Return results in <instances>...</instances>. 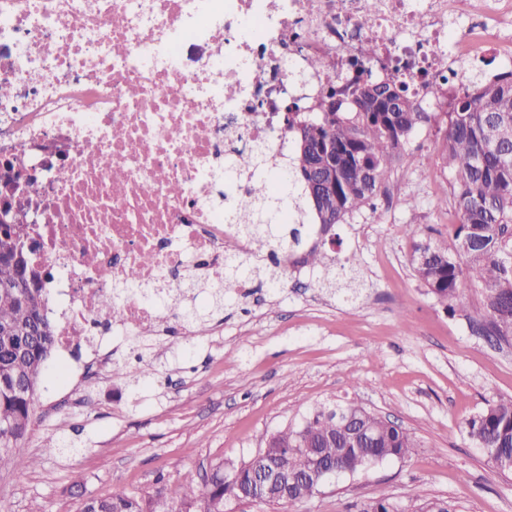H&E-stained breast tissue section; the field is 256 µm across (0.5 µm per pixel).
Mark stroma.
Returning <instances> with one entry per match:
<instances>
[{"instance_id": "1", "label": "stroma", "mask_w": 512, "mask_h": 512, "mask_svg": "<svg viewBox=\"0 0 512 512\" xmlns=\"http://www.w3.org/2000/svg\"><path fill=\"white\" fill-rule=\"evenodd\" d=\"M441 117L419 128L381 182L387 199L337 225L336 278L357 255L355 289H337L299 266L272 290L254 278L209 316L223 336L157 337L137 354L139 385L113 378L69 384L52 355L39 384L21 455L35 468L0 473V512H82L86 495H155L196 480L212 464H238L269 434L302 422L320 403L354 401L405 428L418 446L354 475L327 481L310 500L279 505L227 501L224 512H361L388 495L403 512L448 502L452 512H512V475L497 472L464 423L487 403L512 398V347H496L445 309L412 275L415 241L451 237L448 175L436 151ZM418 205L408 209L407 198ZM412 226L406 234L404 226ZM71 449L55 451L59 441Z\"/></svg>"}]
</instances>
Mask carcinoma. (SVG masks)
I'll return each mask as SVG.
<instances>
[{"label": "carcinoma", "mask_w": 512, "mask_h": 512, "mask_svg": "<svg viewBox=\"0 0 512 512\" xmlns=\"http://www.w3.org/2000/svg\"><path fill=\"white\" fill-rule=\"evenodd\" d=\"M431 113L413 99L406 85L365 80L351 99L331 91L322 96L314 114L290 112L286 120L294 153L274 192L265 178L266 153L256 148L247 165L254 171L251 198L230 206L243 236L255 241V251L232 258L224 268L220 297L237 280L261 272L263 253L283 255L329 278L336 258L326 250L338 224H348L367 207H375L379 185L404 143ZM437 150L448 170L450 196L456 206L452 242L425 241L415 245L411 259L416 280L441 304L456 301L465 281L481 284L480 316L466 318L497 346H512V73L495 74L452 99L446 127L439 130ZM290 207L295 222L281 216ZM19 239L0 235V471L31 469L33 457L17 455L16 447L32 423V406L46 364L55 347V327L48 316L45 289L12 288L20 270L7 257L15 255ZM138 269L125 276V288L138 282ZM123 288V289H125ZM119 288L101 308L119 311ZM183 323L199 333L205 313L197 305L180 308ZM115 378L137 384L145 378L139 367L117 363ZM466 432L488 460L512 459V398L488 404L466 422ZM416 447L414 437L389 419L354 402L313 407L303 422L276 432L262 457L253 456L224 468L219 462L210 475L193 485L165 487L147 501L123 491L89 496L84 512H224V501L248 500L260 472L276 466L284 484L266 488L264 504L303 501L319 492L310 473L321 460L355 473L366 465L401 459ZM361 512H401L389 497L370 502Z\"/></svg>", "instance_id": "obj_1"}]
</instances>
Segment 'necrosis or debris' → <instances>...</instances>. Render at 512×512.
Masks as SVG:
<instances>
[{
	"mask_svg": "<svg viewBox=\"0 0 512 512\" xmlns=\"http://www.w3.org/2000/svg\"><path fill=\"white\" fill-rule=\"evenodd\" d=\"M493 62L512 67V0H0V208L25 215L60 300L65 369L109 374L111 337L166 333L181 281H221L252 248L225 208L252 173L224 166L261 144L279 180L286 102L316 111L331 75L406 82L444 112ZM133 266L137 292L103 310Z\"/></svg>",
	"mask_w": 512,
	"mask_h": 512,
	"instance_id": "necrosis-or-debris-1",
	"label": "necrosis or debris"
}]
</instances>
